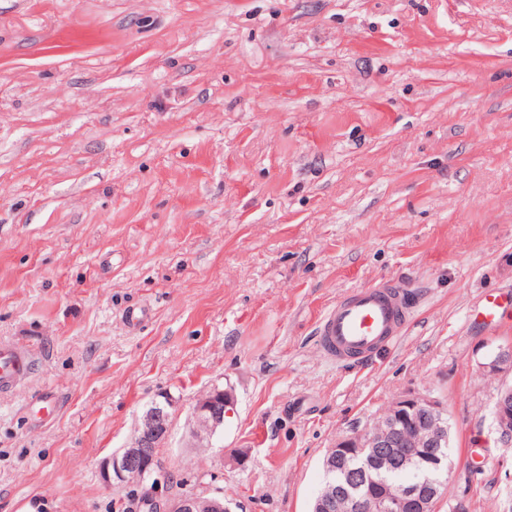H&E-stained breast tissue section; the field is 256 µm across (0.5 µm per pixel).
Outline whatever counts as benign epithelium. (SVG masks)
I'll return each mask as SVG.
<instances>
[{"label":"benign epithelium","mask_w":512,"mask_h":512,"mask_svg":"<svg viewBox=\"0 0 512 512\" xmlns=\"http://www.w3.org/2000/svg\"><path fill=\"white\" fill-rule=\"evenodd\" d=\"M487 375L512 374V347L487 355L479 363ZM233 405L224 390L215 388L195 403L192 410V437L202 442L210 440L224 427V417ZM173 401L163 396L153 401L142 413L135 434L128 446L112 455L103 466L108 482L122 483L134 477L147 482L148 506L153 512H199V503L207 504L208 512H228L224 497L219 495L178 496L170 494L169 474L155 461L156 449L167 438L171 426ZM442 402L423 393H409L390 407L380 431L368 428L357 431L328 449L323 469L335 472L350 457L366 459L365 466L345 473V484L329 483L327 492L312 505L311 512H336V504L345 498L347 512H437L443 491L428 482H418L391 492L380 486L369 494H352L349 488L363 484L366 468L379 464L404 465L407 456L401 448L420 446L419 452L442 471H449L448 424ZM495 441L502 448L512 447V384L501 385L491 408Z\"/></svg>","instance_id":"7a95c632"}]
</instances>
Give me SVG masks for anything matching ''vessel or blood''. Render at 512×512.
<instances>
[{
    "instance_id": "vessel-or-blood-1",
    "label": "vessel or blood",
    "mask_w": 512,
    "mask_h": 512,
    "mask_svg": "<svg viewBox=\"0 0 512 512\" xmlns=\"http://www.w3.org/2000/svg\"><path fill=\"white\" fill-rule=\"evenodd\" d=\"M414 307L410 289L382 283L337 301L323 316L317 340L339 360H362L403 332ZM27 351L0 346V390L13 387L27 372Z\"/></svg>"
}]
</instances>
